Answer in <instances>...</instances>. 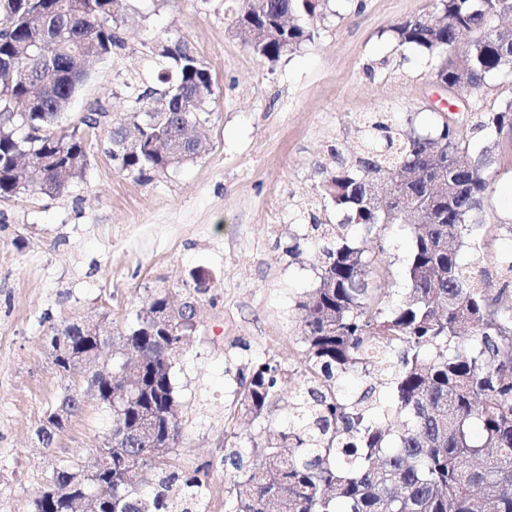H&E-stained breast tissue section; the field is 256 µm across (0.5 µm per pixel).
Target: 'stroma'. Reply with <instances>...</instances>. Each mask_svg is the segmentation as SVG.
<instances>
[{
	"instance_id": "obj_1",
	"label": "stroma",
	"mask_w": 512,
	"mask_h": 512,
	"mask_svg": "<svg viewBox=\"0 0 512 512\" xmlns=\"http://www.w3.org/2000/svg\"><path fill=\"white\" fill-rule=\"evenodd\" d=\"M243 0H122L124 48L97 62L67 110L75 121L93 101L130 111V84L147 72L144 44L154 35L189 44L210 70L214 96L201 158L141 181L108 153L106 129L88 136L82 180L57 195L0 199V512H33V500L64 461L91 466L112 429L93 396L44 447L37 431L65 382L48 338L87 317L120 336L155 293L194 297L196 332L173 369L180 436L172 467L208 471L204 512H229L234 471L224 448L246 460L263 450L269 423L287 418L300 387L306 345L299 305L317 285L314 223L341 216L316 198L330 151L349 153L364 118L387 114L400 125L433 129L440 114L436 57L397 47L392 25L433 0H329L311 24V41L276 61L258 57L230 20ZM469 108L512 100V74L493 73L462 89ZM482 215L492 230L464 248V264L499 271L493 257L512 250V137L500 136ZM387 282L372 288L400 300L411 239L407 227L384 235ZM208 289L192 296V277ZM287 370L274 403L254 417L241 403L239 375L258 363Z\"/></svg>"
}]
</instances>
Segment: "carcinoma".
<instances>
[{"label":"carcinoma","mask_w":512,"mask_h":512,"mask_svg":"<svg viewBox=\"0 0 512 512\" xmlns=\"http://www.w3.org/2000/svg\"><path fill=\"white\" fill-rule=\"evenodd\" d=\"M39 16L25 0H0L12 26L0 28V197L25 191L60 194L83 177L87 143L79 126L106 125L112 161L140 178L176 167L164 145L181 141L189 160L209 149L205 132L213 81L209 68L183 41L158 35L147 45L151 81L130 86L133 107L112 117L95 101L72 128L59 125L84 64L124 47L113 0H40ZM325 0H246L236 14L259 33L247 37L260 57L275 61L313 38L307 20ZM512 14V0H434L433 8L391 27L400 47L439 58L438 83L480 89L496 71H512V27L497 24ZM465 129L445 119L422 134L386 115L368 118L351 160L333 154L322 169L321 195L343 213L339 224L312 225L323 263L318 286L299 305L307 344L302 388L289 420L265 429L261 459L245 463L225 449L236 471L232 512H512V255L496 259L499 288L483 272L460 261L462 247L476 241L489 192L494 145L477 155L471 139L512 131V102L501 109L474 110ZM139 146L127 150L130 131ZM436 163L449 170L441 197L424 180L408 186L407 201L423 222L411 225V252L404 270L409 292L390 305L369 288L384 271L381 233L404 223L386 203H365L370 175L398 179ZM371 242L366 253L360 242ZM169 292L162 290L136 313V324L120 336L112 371L126 375L101 381L99 404L113 410L111 391L127 389L136 403L114 415L112 468H101L93 484L106 489L99 512H193L200 507L207 471L170 472L154 496L142 492L132 472L152 473L176 443L179 424L160 413L175 398L171 371L194 324L171 331ZM50 346L82 353L91 348L79 323L55 329ZM349 374L377 375L356 399L342 393ZM284 378L272 361L240 375L247 410L261 415ZM386 397H374L376 387ZM154 411L153 432L140 442L121 438L122 426L137 422L138 408ZM74 462H62L52 482L67 483ZM38 492L34 512H77L74 500Z\"/></svg>","instance_id":"obj_1"}]
</instances>
